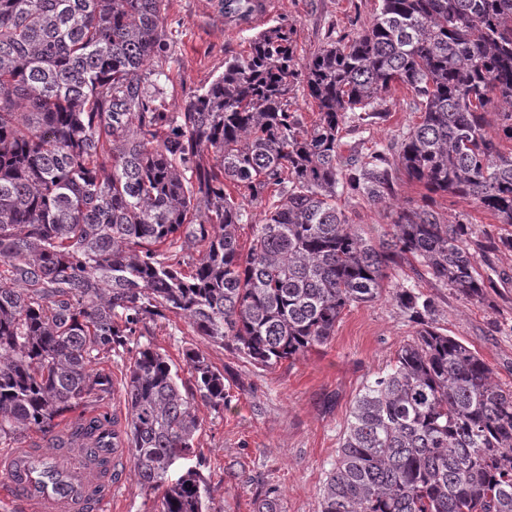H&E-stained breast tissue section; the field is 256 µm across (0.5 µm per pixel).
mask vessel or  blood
Wrapping results in <instances>:
<instances>
[{
  "mask_svg": "<svg viewBox=\"0 0 512 512\" xmlns=\"http://www.w3.org/2000/svg\"><path fill=\"white\" fill-rule=\"evenodd\" d=\"M123 448L83 452L80 466L64 450L13 448L0 453V503L23 512H103L116 488L113 475Z\"/></svg>",
  "mask_w": 512,
  "mask_h": 512,
  "instance_id": "obj_1",
  "label": "vessel or blood"
}]
</instances>
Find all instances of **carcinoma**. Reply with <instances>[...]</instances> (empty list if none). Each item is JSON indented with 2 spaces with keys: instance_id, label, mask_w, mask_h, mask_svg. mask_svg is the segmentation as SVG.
I'll return each mask as SVG.
<instances>
[{
  "instance_id": "1",
  "label": "carcinoma",
  "mask_w": 512,
  "mask_h": 512,
  "mask_svg": "<svg viewBox=\"0 0 512 512\" xmlns=\"http://www.w3.org/2000/svg\"><path fill=\"white\" fill-rule=\"evenodd\" d=\"M379 2L301 70L293 28L260 31L183 111L163 112L142 71L164 57L166 0H0V442L51 434L110 396L97 365L168 313L270 367L326 344L403 263L487 300L476 251L512 250V235L477 242L428 204L398 205L375 244L336 200L389 204L408 182L512 225V0ZM297 82L317 106L309 124L292 109ZM399 85L421 122L395 147L346 144L344 126L383 118ZM248 204L264 217L244 247ZM393 298L415 337L356 398L321 512H512V389L437 325L431 297ZM183 363L201 400L224 402V372L193 348ZM179 381L166 354L138 349L128 452L158 512H208L197 467L170 476L201 429ZM102 430L96 417L73 437L98 448Z\"/></svg>"
}]
</instances>
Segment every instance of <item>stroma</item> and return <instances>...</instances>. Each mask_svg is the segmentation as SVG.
Listing matches in <instances>:
<instances>
[{"mask_svg": "<svg viewBox=\"0 0 512 512\" xmlns=\"http://www.w3.org/2000/svg\"><path fill=\"white\" fill-rule=\"evenodd\" d=\"M277 2L269 20L293 25L300 66L327 40H347L361 32L378 7V0ZM164 30L168 56L157 85L158 103L167 112L181 111L185 99L223 72L225 60L247 51L257 32L246 23L225 29L219 0H168ZM384 109V119L346 132V142L391 144L420 121L417 104L406 91L387 98ZM343 207L350 223L372 239L391 222L392 209L385 205L347 201ZM432 207L445 222L469 223L481 241L507 231L471 199L437 194ZM477 260L482 275L498 283L489 303L465 301L406 266L390 271L376 300L346 309L326 344L272 368L253 366L231 347L207 342L183 318L170 314L157 319L143 335L131 337L127 351L105 361L112 373L111 397L67 414L59 429L70 430L75 422L101 414L125 420L126 367L139 346L152 344L176 363L186 348L194 347L223 372L228 394L220 407L195 403L202 422L196 452L205 461L210 512H256L272 486L279 490V512H320L323 485L336 463L351 405L415 334L393 299L395 288L413 286L433 297L439 326L482 357L504 387L512 388V251L487 252ZM118 478L112 512H154L157 495L140 483L132 461L120 466Z\"/></svg>", "mask_w": 512, "mask_h": 512, "instance_id": "35a3bbf8", "label": "stroma"}]
</instances>
